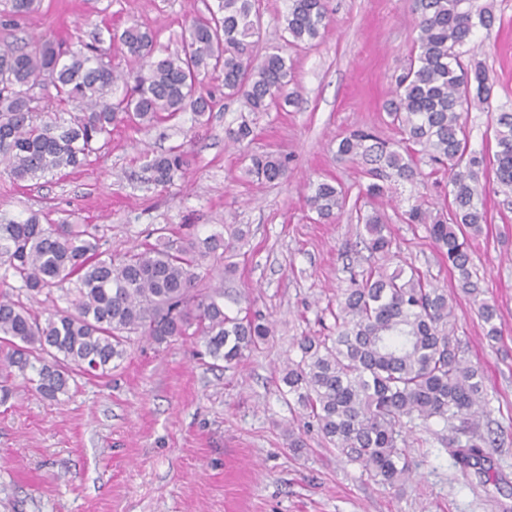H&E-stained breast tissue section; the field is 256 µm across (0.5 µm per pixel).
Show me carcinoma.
Instances as JSON below:
<instances>
[{"label":"carcinoma","mask_w":512,"mask_h":512,"mask_svg":"<svg viewBox=\"0 0 512 512\" xmlns=\"http://www.w3.org/2000/svg\"><path fill=\"white\" fill-rule=\"evenodd\" d=\"M417 35L407 67L396 78L393 97L384 105L401 135L382 139L366 130L342 137L337 154L365 165L366 194L381 196L387 182L415 184L427 173L418 155L448 169L447 210L432 214L420 204L404 213L407 224L424 225L457 287L478 293L469 240L488 223L485 185L476 167L483 158L470 149L463 106L489 104L486 74L469 69L477 28H489L494 15L480 0H409ZM254 0H217V8L192 18L181 50L169 53L157 37L133 23L115 38L129 55L120 72L101 47L63 49L50 40L18 46L0 42V174L32 181L61 168H78L92 143L121 121L151 126L191 112L201 122L215 100L198 91L202 77L219 74L227 95L243 99L251 112L292 104L293 63L279 46L267 49L258 63L252 50L260 35ZM328 23L325 0H289L285 16L287 44H310ZM46 75L55 89L59 111L45 120L32 94ZM120 86L123 94L112 98ZM76 102L80 112H62ZM495 178L499 191L512 195V112L495 118ZM189 165L188 155L170 150L147 164L154 180L169 183ZM287 158L253 155L247 173L260 182L287 176ZM306 202L328 220L341 212L345 197L328 181L308 185ZM366 232L364 249L386 256L393 245L389 225L376 213L359 217ZM228 236L202 241L188 237L174 246L162 235L155 243L115 258L100 250L97 227L43 224L30 214L0 222V259H5L20 289L30 296L51 294L75 283V298L44 319L20 299L0 292V377L19 373L42 397L57 401L70 383L85 374L104 375L126 355L130 333L161 344L189 334L203 341L205 353L230 369L245 352L263 344L272 324L258 318L231 317L219 298L221 288H201L209 259L243 240L240 228L227 224ZM478 314L486 336L501 330L497 308L483 301ZM336 335L305 336L299 360H288L282 382L325 441L372 476L394 485L410 473L406 437L421 421L442 430L460 422L470 439L457 451V462L482 468L485 439L479 434L486 415L483 377L453 340L455 313L448 293L419 269L391 273L371 266L336 299Z\"/></svg>","instance_id":"carcinoma-1"}]
</instances>
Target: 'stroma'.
Wrapping results in <instances>:
<instances>
[{
	"mask_svg": "<svg viewBox=\"0 0 512 512\" xmlns=\"http://www.w3.org/2000/svg\"><path fill=\"white\" fill-rule=\"evenodd\" d=\"M217 0H38L9 20L0 0V40H64L72 48L109 41L113 65L126 64L109 35L138 23L176 51L195 12ZM496 20L478 29L472 65L485 70L491 104L468 109L470 147L483 157L490 222L470 242L480 296L496 304L502 333L488 341L478 305L456 286L423 225L405 223L412 204L440 210L448 176L390 184L385 196L362 192L360 163L336 155L337 137L357 128L397 138L383 106L413 49L404 0H326L330 22L320 38L289 47L295 104L250 112L204 78L216 101L206 124L193 113L143 128L117 124L96 142L84 167L17 185L0 176V215L38 212L42 223L98 225L114 256L154 242L156 229L176 241L241 226L245 239L227 254L236 271H211L233 300L229 314H260L275 333L234 369L214 364L195 336L158 344L132 335L121 364L105 376H81L51 401L19 376L0 403V512H512V196L497 191L496 113L512 112V0H485ZM252 129L243 144L227 132ZM183 146L191 155L173 183H155L147 163ZM288 158L287 178L257 182L245 170L254 154ZM330 181L347 196L332 222L306 204V186ZM378 211L397 238L392 265L413 266L448 291L455 336L484 375L489 415L480 432L489 475L461 469L465 434L414 429L406 453L413 475L393 487L347 461L298 406L282 394L288 359L304 336L335 333L336 297L368 267L360 246L361 211Z\"/></svg>",
	"mask_w": 512,
	"mask_h": 512,
	"instance_id": "1",
	"label": "stroma"
}]
</instances>
